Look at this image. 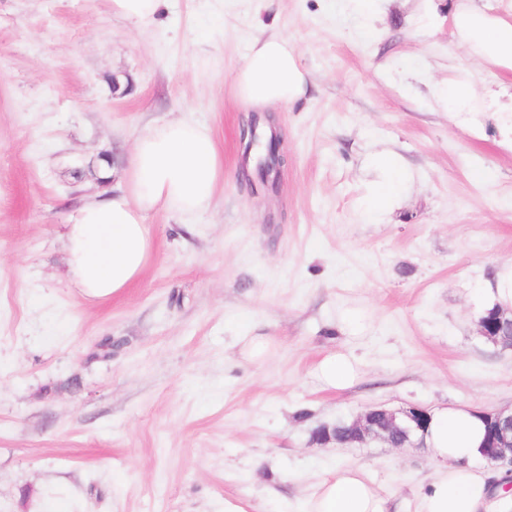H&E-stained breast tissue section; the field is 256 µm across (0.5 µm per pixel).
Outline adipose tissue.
<instances>
[{
	"instance_id": "ef3b65f1",
	"label": "adipose tissue",
	"mask_w": 512,
	"mask_h": 512,
	"mask_svg": "<svg viewBox=\"0 0 512 512\" xmlns=\"http://www.w3.org/2000/svg\"><path fill=\"white\" fill-rule=\"evenodd\" d=\"M450 21L458 43L473 56L512 71V22L488 14L473 0H458ZM307 82L288 37L261 35L250 45L236 90L253 106L291 104L305 94ZM433 94L450 112L497 114L501 128L512 135V102H499L491 90L478 93L473 71L455 70ZM223 178L224 164L206 127L176 119L147 129L127 159L123 186L84 203L66 226L76 287L91 299L127 288L153 252L146 213L159 208L197 213L210 205ZM483 434L480 410H432L425 441L439 470L417 512H481L489 494L488 476L476 467ZM304 512H388V507L360 469L347 467L317 484Z\"/></svg>"
}]
</instances>
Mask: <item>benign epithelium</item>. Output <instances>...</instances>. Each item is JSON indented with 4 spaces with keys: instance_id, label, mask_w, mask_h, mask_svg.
I'll list each match as a JSON object with an SVG mask.
<instances>
[{
    "instance_id": "7a95c632",
    "label": "benign epithelium",
    "mask_w": 512,
    "mask_h": 512,
    "mask_svg": "<svg viewBox=\"0 0 512 512\" xmlns=\"http://www.w3.org/2000/svg\"><path fill=\"white\" fill-rule=\"evenodd\" d=\"M479 331L492 344L512 350V313L508 314L499 307L486 312L479 321ZM485 417L490 425L482 454L487 461L505 469L504 476L510 481L504 484V490L512 491V411L487 412ZM427 422L428 411L420 407L372 409L349 425L344 441L332 436L327 426L316 430L313 438L324 444H363L369 440H381L394 446L411 440L419 431H425Z\"/></svg>"
}]
</instances>
